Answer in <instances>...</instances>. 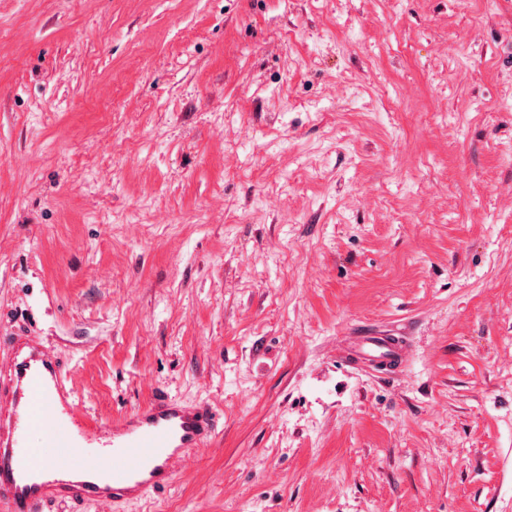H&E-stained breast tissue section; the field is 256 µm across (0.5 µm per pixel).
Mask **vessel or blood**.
Returning a JSON list of instances; mask_svg holds the SVG:
<instances>
[{"label":"vessel or blood","mask_w":512,"mask_h":512,"mask_svg":"<svg viewBox=\"0 0 512 512\" xmlns=\"http://www.w3.org/2000/svg\"><path fill=\"white\" fill-rule=\"evenodd\" d=\"M355 350L386 367L400 358L395 336L365 334ZM9 352L0 368V512L119 505L165 490L177 462L216 431L210 408L163 394L109 423L75 417L73 392L44 342L17 335Z\"/></svg>","instance_id":"b4317fda"}]
</instances>
